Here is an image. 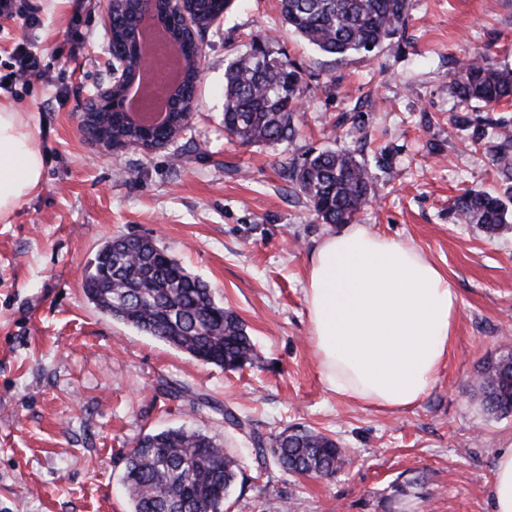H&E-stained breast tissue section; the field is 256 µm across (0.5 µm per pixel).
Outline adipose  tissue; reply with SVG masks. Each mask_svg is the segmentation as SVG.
I'll list each match as a JSON object with an SVG mask.
<instances>
[{
  "mask_svg": "<svg viewBox=\"0 0 512 512\" xmlns=\"http://www.w3.org/2000/svg\"><path fill=\"white\" fill-rule=\"evenodd\" d=\"M34 117L0 102V219L41 187L46 158ZM308 320L324 386L362 404L399 410L433 386L456 329L447 275L411 245L351 224L315 248Z\"/></svg>",
  "mask_w": 512,
  "mask_h": 512,
  "instance_id": "ef3b65f1",
  "label": "adipose tissue"
}]
</instances>
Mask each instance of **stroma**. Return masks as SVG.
Here are the masks:
<instances>
[{
  "instance_id": "stroma-1",
  "label": "stroma",
  "mask_w": 512,
  "mask_h": 512,
  "mask_svg": "<svg viewBox=\"0 0 512 512\" xmlns=\"http://www.w3.org/2000/svg\"><path fill=\"white\" fill-rule=\"evenodd\" d=\"M40 26L0 17V80L25 39L46 82L0 100L34 113L49 156L43 184L0 220V512H129L120 452L139 434L185 427L247 461L224 512H492L487 488L512 415L488 414L481 367L512 348V230L490 236L448 215L467 189L501 192L485 147L458 136L449 81L486 54L512 69V0H409L399 36L373 52L324 54L291 33L279 0H236L204 37L191 129L154 152L109 153L79 125L108 79L105 0H32ZM268 37L306 73L298 135L243 146L222 126L224 72ZM332 146L368 160L370 230L415 246L453 284L448 360L415 406L387 410L336 396L319 376L304 288L316 245L333 234L284 180L289 163ZM148 236L207 281L246 324L261 359L238 371L199 362L102 314L83 292L109 239ZM189 385L250 415L263 434L305 426L334 437L344 467L314 479L250 466L252 447L220 416L159 387Z\"/></svg>"
}]
</instances>
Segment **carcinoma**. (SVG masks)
Instances as JSON below:
<instances>
[{
	"label": "carcinoma",
	"mask_w": 512,
	"mask_h": 512,
	"mask_svg": "<svg viewBox=\"0 0 512 512\" xmlns=\"http://www.w3.org/2000/svg\"><path fill=\"white\" fill-rule=\"evenodd\" d=\"M409 0H280L288 29L327 55L369 51L402 31ZM118 45L135 28L134 14L113 19ZM253 41L224 73V133L243 145L289 142L298 134L297 107L305 93L303 71ZM452 94L459 103L488 113L456 118L455 129L491 152L507 184L504 194L469 190L451 206L463 224L489 234L512 223V123L491 111L512 100V71L478 55L453 74ZM322 224H351L375 195L376 176L369 163L347 150L312 152L283 171ZM83 291L104 314L206 364L240 369L258 360L246 325L215 299L212 288L191 274L147 237L123 236L104 244L86 267ZM168 396L193 411L209 410L224 425L244 435L256 468L268 459L283 470L311 478L341 469L344 454L321 431L287 426L265 436L248 415L191 387L160 382ZM476 387L487 413L512 414V353L488 363ZM131 512H208L237 483L245 466L211 437L183 428L141 434L122 457Z\"/></svg>",
	"instance_id": "1"
}]
</instances>
